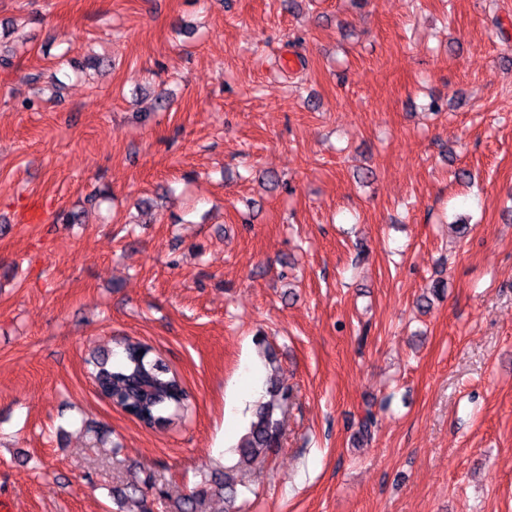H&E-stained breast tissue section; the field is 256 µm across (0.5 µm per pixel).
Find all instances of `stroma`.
<instances>
[{"label":"stroma","instance_id":"1","mask_svg":"<svg viewBox=\"0 0 512 512\" xmlns=\"http://www.w3.org/2000/svg\"><path fill=\"white\" fill-rule=\"evenodd\" d=\"M0 47L13 512H168L255 365L293 401L241 512H512V0H0ZM127 341L166 427L96 392ZM151 353L149 345L128 343L117 361L109 363V358L103 357L88 364L98 394L144 427L153 429L165 426L172 417L187 410L189 394L181 380L169 376Z\"/></svg>","mask_w":512,"mask_h":512}]
</instances>
